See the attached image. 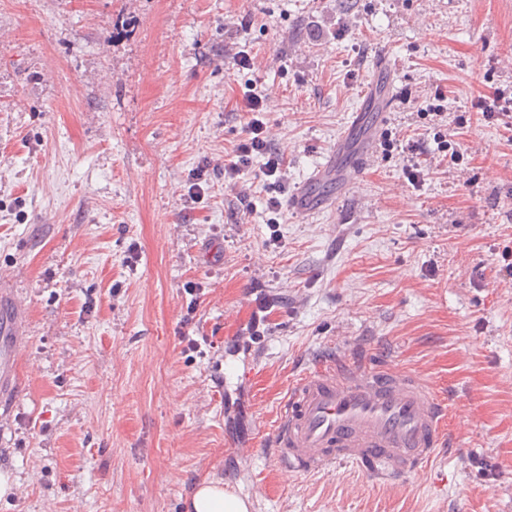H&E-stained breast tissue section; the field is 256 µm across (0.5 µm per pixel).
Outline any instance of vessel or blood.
I'll list each match as a JSON object with an SVG mask.
<instances>
[{
  "instance_id": "1",
  "label": "vessel or blood",
  "mask_w": 512,
  "mask_h": 512,
  "mask_svg": "<svg viewBox=\"0 0 512 512\" xmlns=\"http://www.w3.org/2000/svg\"><path fill=\"white\" fill-rule=\"evenodd\" d=\"M361 123V113H353L335 148L292 198L293 209L315 213L326 204L319 186L354 183L359 167L343 159ZM16 380L15 351L1 345L0 394ZM445 419V400L419 376L329 353L319 358L316 371L294 381L280 405L268 453L279 468L293 473L349 464L393 483L429 465L446 446Z\"/></svg>"
}]
</instances>
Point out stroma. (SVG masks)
<instances>
[{
	"label": "stroma",
	"mask_w": 512,
	"mask_h": 512,
	"mask_svg": "<svg viewBox=\"0 0 512 512\" xmlns=\"http://www.w3.org/2000/svg\"><path fill=\"white\" fill-rule=\"evenodd\" d=\"M382 55L389 112L335 203L273 215L260 189L246 210L220 172L184 201L251 88L296 191ZM507 246L512 0H0V289L22 324L0 512H184L215 479L250 512H512ZM332 351L421 376L452 447L391 484L275 466L278 408Z\"/></svg>",
	"instance_id": "stroma-1"
}]
</instances>
